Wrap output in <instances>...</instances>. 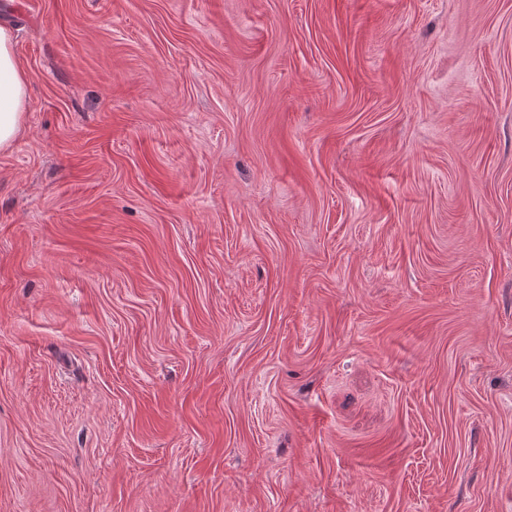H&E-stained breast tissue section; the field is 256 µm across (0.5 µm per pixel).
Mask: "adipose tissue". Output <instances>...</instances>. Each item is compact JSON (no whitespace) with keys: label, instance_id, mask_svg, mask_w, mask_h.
I'll return each mask as SVG.
<instances>
[{"label":"adipose tissue","instance_id":"1","mask_svg":"<svg viewBox=\"0 0 512 512\" xmlns=\"http://www.w3.org/2000/svg\"><path fill=\"white\" fill-rule=\"evenodd\" d=\"M25 73L15 52L12 32L0 27V149L13 145L25 120Z\"/></svg>","mask_w":512,"mask_h":512}]
</instances>
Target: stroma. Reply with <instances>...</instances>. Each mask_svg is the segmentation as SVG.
Returning <instances> with one entry per match:
<instances>
[{
    "label": "stroma",
    "mask_w": 512,
    "mask_h": 512,
    "mask_svg": "<svg viewBox=\"0 0 512 512\" xmlns=\"http://www.w3.org/2000/svg\"><path fill=\"white\" fill-rule=\"evenodd\" d=\"M0 24V512H512V0ZM25 82L14 52L13 34L0 27V149L13 145L23 128Z\"/></svg>",
    "instance_id": "35a3bbf8"
}]
</instances>
